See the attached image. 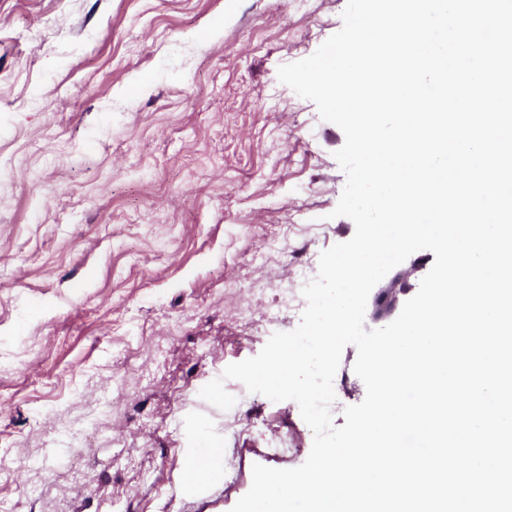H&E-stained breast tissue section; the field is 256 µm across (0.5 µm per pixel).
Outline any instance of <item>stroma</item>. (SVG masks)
<instances>
[{
  "mask_svg": "<svg viewBox=\"0 0 512 512\" xmlns=\"http://www.w3.org/2000/svg\"><path fill=\"white\" fill-rule=\"evenodd\" d=\"M346 2L0 0V512H230L305 462L266 452L314 437L290 402L199 392L355 233L345 135L277 76Z\"/></svg>",
  "mask_w": 512,
  "mask_h": 512,
  "instance_id": "obj_1",
  "label": "stroma"
}]
</instances>
